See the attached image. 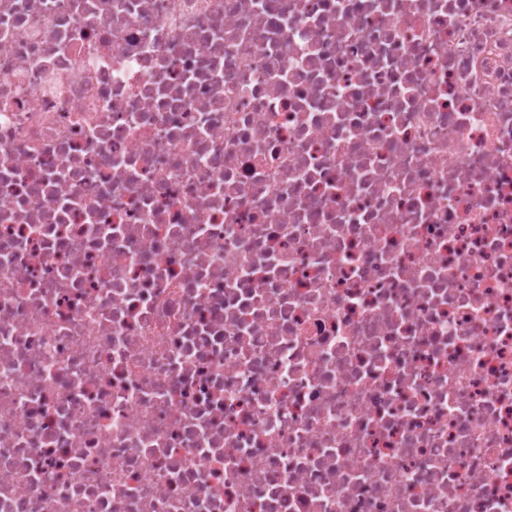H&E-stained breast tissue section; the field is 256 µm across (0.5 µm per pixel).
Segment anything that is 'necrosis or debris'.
Here are the masks:
<instances>
[{"label":"necrosis or debris","instance_id":"obj_1","mask_svg":"<svg viewBox=\"0 0 512 512\" xmlns=\"http://www.w3.org/2000/svg\"><path fill=\"white\" fill-rule=\"evenodd\" d=\"M0 512H512V0H0Z\"/></svg>","mask_w":512,"mask_h":512}]
</instances>
